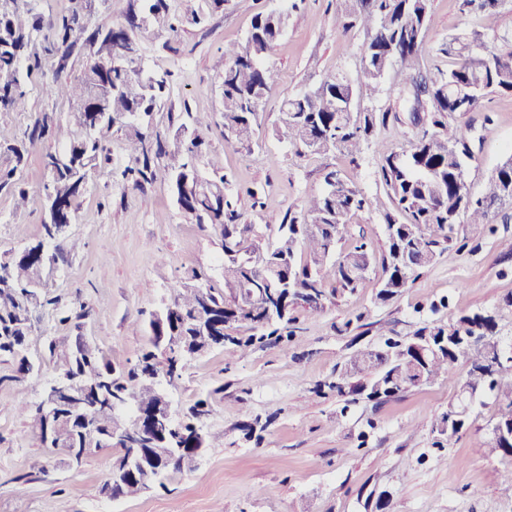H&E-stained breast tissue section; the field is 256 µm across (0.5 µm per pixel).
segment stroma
I'll use <instances>...</instances> for the list:
<instances>
[{
  "label": "stroma",
  "mask_w": 512,
  "mask_h": 512,
  "mask_svg": "<svg viewBox=\"0 0 512 512\" xmlns=\"http://www.w3.org/2000/svg\"><path fill=\"white\" fill-rule=\"evenodd\" d=\"M339 0H232L200 26H187L177 39L158 38L142 56L154 71H170V85L152 116V131L172 140L188 114L207 115L210 157L223 167L227 192L239 221L265 231L300 211L337 170L368 197L349 236H363L375 261L352 293L328 295L321 311L296 308L288 342L242 352L214 350L187 362L181 379L166 391L174 415L199 397L211 413L203 420L208 445L194 470L171 473L165 488L138 497L110 498L102 486L117 449L89 454L80 466L60 464L42 444L17 405L40 403L41 386L15 381L16 365L0 357V512H512V486L503 480L512 459L477 455L492 427L494 405L477 408L472 425L453 447H433L434 419L448 408L455 388L441 379L377 403L330 390L336 368L355 346L377 345L389 336L408 337L423 321L450 322L462 312L498 309L500 337L512 341V207L498 209L490 229L478 237L455 228L433 264L385 304L375 302L385 250V214L393 205L379 171L385 148L405 147L415 133L409 114L396 101L393 76L379 91L355 92V111L386 113L359 154L296 156L280 127L289 97L316 87L361 64L364 31L336 24ZM288 10V26L266 61L279 74L257 129L254 151L232 147L224 138L222 58L224 48L243 43L253 16ZM479 31L493 46L512 50V0L494 16L465 11L461 0H431L420 65L448 69L455 62L444 48L450 37ZM16 111L0 112V123L24 132L41 115L53 135L28 144L16 180L29 193L16 208L12 192L0 191V263L34 241L43 220L42 167L46 151L68 141L67 106L50 95L40 77L25 85ZM465 128L472 153L465 180L481 195L488 176L512 158V93L482 99L477 111L448 119L449 130ZM105 151L58 240L64 260L47 275L42 293L50 302L31 311L29 358L41 364L43 382L56 379L54 357L77 341L100 350L117 368L133 367L149 344V323L171 300L172 283L191 270L204 272L223 288L220 236L184 217L166 182L128 185L124 136L103 134ZM258 191L254 205L248 189ZM447 297L448 305L430 304ZM69 322H61L64 312ZM259 427L247 437L244 425Z\"/></svg>",
  "instance_id": "35a3bbf8"
}]
</instances>
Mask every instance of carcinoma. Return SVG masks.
<instances>
[{"label": "carcinoma", "mask_w": 512, "mask_h": 512, "mask_svg": "<svg viewBox=\"0 0 512 512\" xmlns=\"http://www.w3.org/2000/svg\"><path fill=\"white\" fill-rule=\"evenodd\" d=\"M16 0H0V112L14 111L24 96L23 87L34 73L38 59L36 34L40 17L28 9L21 13ZM120 21L108 28L88 29L85 0H72L68 15L53 24V45L68 58L79 40L94 50L84 75L71 82L54 78L46 88L70 105L67 113L69 140L60 150L43 155L44 170L50 173L45 189V215L38 239L17 251L11 261L0 264V356L16 362L18 381L32 379L35 366L25 355L32 327L30 306L40 302L47 269L62 255L56 245L51 220H73L78 199L84 194L91 171L103 152L102 134L112 128L123 132L125 150L134 165L122 171V178L138 187L141 182L161 178L169 184L178 207L197 224L218 231L224 250L226 296L215 291L202 275L194 272L171 285L172 300L160 323L151 321V349L143 352L134 367L116 371L99 352L85 343L64 356L57 374L86 383H97L114 399L116 407L99 410L91 423L77 422L66 431L57 452L66 449L97 450L115 446L107 439L114 415L139 405L147 408L154 397L142 390V374L155 370L180 378L186 359L178 349L160 353L157 337L184 336L195 340L209 332L196 313L201 296L211 303L210 319L228 329L241 323L249 326L248 336H228L227 345L242 351L269 340L289 336L291 310L301 306L307 291L326 297L325 280L336 281L341 292H354L370 268L374 256L367 243L354 240L348 251L336 252L338 237L351 217L371 202L337 171L325 174V189L305 200L299 215L273 228L274 237H256L246 243L244 233L251 226L235 223L238 218L226 192L221 169L210 164L204 172L199 161L209 153L203 130V115L189 116L171 141L151 142V118L169 82V74L141 65V57L124 55L129 42L140 45L166 33L177 35L186 25L199 26L207 17L223 10L231 0H193L184 13H177L171 0H110ZM337 20L343 30L360 28L368 34L362 65L354 79L328 77L313 89L287 99L280 122L295 154L341 152L354 155L372 135L377 113L354 112L353 85L377 90L395 62L399 98L418 128L410 149L390 152L384 158L380 176L392 193L393 211L385 214L386 248L381 258L383 280L375 303L384 304L431 265L437 247L449 240L453 225L464 222L471 235L483 232L497 205L512 201L504 194V181L512 182V158L499 165L488 179L485 192L463 196L458 182L466 159L472 158L465 133H448V117L475 111L480 101L493 92H512V52L489 50L488 62L470 58L469 41H484L475 32L471 39L453 37L447 53L459 57L458 65L447 71L424 74L419 66L430 18L431 0H340ZM288 25V13L269 11L256 14L243 45L224 48L223 118L225 138L231 144L252 151L257 144L260 112L277 82V73L265 62L271 45ZM112 41V61L100 56L102 46ZM471 88L472 95L460 99L458 89ZM50 119L44 115L23 137L0 124V152L11 156L14 165L0 167V190L15 187L14 177L27 153V142L49 134ZM165 159L151 167L150 154ZM272 290L280 307L269 310L251 302L252 293ZM512 352L499 337L498 318L493 311H472L458 315L451 323L425 321L410 339L385 338L378 347L358 349L342 366L330 387L348 389L373 401H384L411 387L432 384L441 376L454 378L457 394L448 410L431 425L436 448H449L458 435L472 424L475 409L492 401L498 407L491 433L482 442L483 454L512 457V442L495 435L512 432ZM461 366L457 373L456 366ZM29 412L31 429L46 440L50 424L41 406ZM208 400L199 398L171 430L173 442L189 450L200 420L209 414ZM112 497H133L143 492L140 480L123 475L111 478Z\"/></svg>", "instance_id": "1"}]
</instances>
